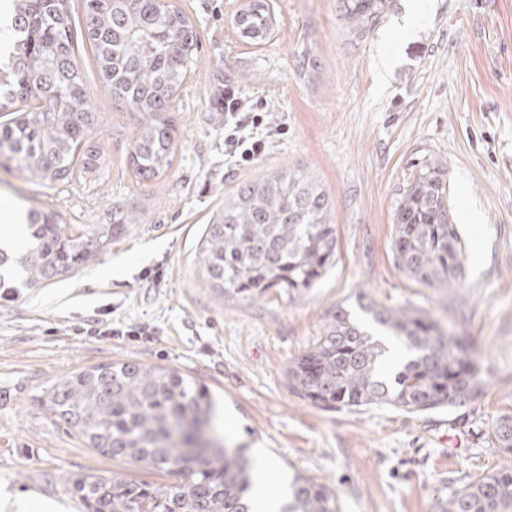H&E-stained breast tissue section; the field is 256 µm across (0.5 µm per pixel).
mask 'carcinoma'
I'll list each match as a JSON object with an SVG mask.
<instances>
[{
	"label": "carcinoma",
	"instance_id": "obj_1",
	"mask_svg": "<svg viewBox=\"0 0 512 512\" xmlns=\"http://www.w3.org/2000/svg\"><path fill=\"white\" fill-rule=\"evenodd\" d=\"M10 36L0 42V112L15 98L33 107L0 123V149L28 176L53 183L75 158L88 167L85 148L96 123L74 58L67 0H11ZM353 35L379 22L385 0H339ZM241 36L265 38L272 27L266 0H251L238 18ZM82 42L95 55L112 99L147 118L129 148L134 175L150 180L172 163L177 144L165 119L182 86L195 33L186 17L159 0H86ZM448 167L425 161L395 210L397 265L428 288H459L466 253L449 204ZM332 201L315 180L292 169L239 186L224 212L207 225L203 266L226 301L247 300L271 288L304 290L332 266L336 230ZM134 218L99 224L81 234L53 212L27 213L28 244L0 247V287L24 273L49 280L85 265L112 244ZM368 320L343 306L288 367L293 392L326 411L391 405L408 413L454 409L481 393V368L464 340L429 315L359 304ZM404 359L390 365L391 349ZM46 409L90 447L114 459L165 471L180 480L157 486L121 476L85 474L68 491L87 512H251V463L242 448L204 439L188 447V431L211 423L207 388L179 371L127 361L92 367L57 381ZM503 463L468 483L448 512H512V415L489 431ZM281 512H339L328 484L296 475Z\"/></svg>",
	"mask_w": 512,
	"mask_h": 512
}]
</instances>
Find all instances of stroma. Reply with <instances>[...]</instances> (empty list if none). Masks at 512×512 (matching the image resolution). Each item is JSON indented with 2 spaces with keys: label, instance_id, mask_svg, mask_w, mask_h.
<instances>
[{
  "label": "stroma",
  "instance_id": "1",
  "mask_svg": "<svg viewBox=\"0 0 512 512\" xmlns=\"http://www.w3.org/2000/svg\"><path fill=\"white\" fill-rule=\"evenodd\" d=\"M197 43L169 118L171 166L136 180L128 150L140 116L113 101L89 49L74 54L97 124L94 166L42 183L0 163V198L58 212L75 231L135 216L86 267L0 299V512L42 501L86 512L67 482L83 474L156 484L173 476L116 460L42 407L59 379L136 360L208 387L229 448L276 466L274 495L294 474L335 488L340 512H448L500 460L489 437L512 415V0H387L364 38L338 0H268L273 31L241 38L249 0H170ZM414 32L400 37L407 17ZM393 63L380 70L385 42ZM263 116L265 154H224L225 86ZM448 167L450 205L467 261L461 287L427 288L397 266L394 214L415 166ZM284 168L308 173L333 202L336 259L301 292L224 300L206 282L207 224L243 183ZM479 223H466V211ZM433 316L478 354L483 391L450 412L384 405L318 409L288 387L289 364L336 306L359 298Z\"/></svg>",
  "mask_w": 512,
  "mask_h": 512
}]
</instances>
